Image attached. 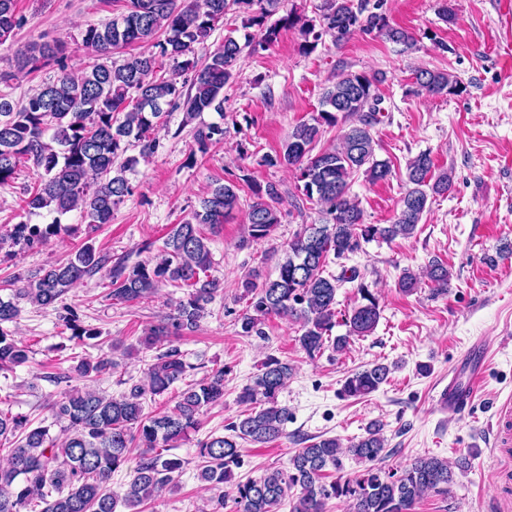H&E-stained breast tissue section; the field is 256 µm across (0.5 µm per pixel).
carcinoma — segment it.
I'll return each mask as SVG.
<instances>
[{"label": "carcinoma", "mask_w": 512, "mask_h": 512, "mask_svg": "<svg viewBox=\"0 0 512 512\" xmlns=\"http://www.w3.org/2000/svg\"><path fill=\"white\" fill-rule=\"evenodd\" d=\"M281 0H128L127 11L101 25L81 31L82 46L104 62L68 69L67 48L52 41L32 43L19 50L17 71L0 73L7 83L51 64L60 76L28 95L20 103L0 94V185L11 181L20 160L32 162L37 185L28 193V219L12 225L6 235L14 246H43L66 230L61 216L79 211L95 232L110 223L112 211L133 194L127 174L158 147L156 131L164 107H181L183 125L201 113L224 110V87L234 76L243 54H257L276 42L280 29L298 28L305 53L323 37L335 44L357 32L384 35L407 42V31L388 24L386 17L353 0H321L319 23L291 10L278 23L265 26ZM230 12L242 16L246 28L256 27L260 38L233 37L201 58L218 23ZM23 24L16 0H0V43ZM149 44L153 51L134 56L120 65L106 63L112 53L133 44ZM184 74L190 82L180 81ZM379 79L364 73L340 72L321 97V109L310 120L295 125L269 165L281 164L296 172L297 190L316 201L324 214L322 224H304L278 258V275L260 279L257 271L243 280L240 299L246 309L238 317L241 334L261 335L271 315L287 317L299 325L301 349L314 358L328 348L346 350L351 336H366L378 325L381 309L368 285L357 286L361 303L344 315L348 335L331 337L337 323L336 295L340 285L358 278L356 270L326 274L330 258L345 259L360 241L412 236L427 209L429 194H444L451 186L448 172H434L429 153L422 152L406 166V191L400 211L391 224H366L351 186L363 174L372 183L391 175V164L376 154L372 133L380 112L376 93ZM417 93L441 95L457 91L458 82L446 72L416 71ZM347 124L337 145L313 153L323 127ZM194 141L205 154L224 141V126L211 123L196 128ZM138 154L130 155L128 151ZM119 166H114L118 158ZM257 201L247 213L249 239H272L282 211L279 188L268 183L252 186ZM237 185L227 181L210 187L200 208L170 228L163 246L153 256L129 262V256L112 259L86 242L64 262L12 282V294L0 297V370L12 371L30 361L31 350L3 328L17 321L20 304L28 302L56 312L58 324L72 331L71 338L97 340L102 332L80 323L77 312L63 303L64 296L81 281L106 271L111 288L107 299L133 305L154 294L162 285L186 289V296L171 311L146 329L143 341L157 354L147 368V383L131 384L118 395L87 386L116 368L112 356L81 358L69 369L45 376L54 384L66 383L62 399L52 405V422L33 424L28 416L0 410V440L7 442V465L0 468V512H145L162 491L178 485L184 460L167 454L169 446L187 439L200 425L207 406L224 402V368L211 370L199 380L185 382L190 366L174 339L193 331L207 306L223 293L218 279L209 275L214 260L211 236L238 208ZM47 213L48 224H34L31 216ZM433 292L448 294L450 272L438 261L426 269ZM293 374L286 361L269 357L261 373L245 385L237 401L248 406L230 434H212L198 442L199 477L219 494L210 500L209 512H222L227 487L235 512H327L328 501L350 503L351 512H412L417 500L434 492L446 494L455 481V469H465L464 459L451 466L435 456L417 457L397 471L381 466L386 448L383 424L372 422L365 434L343 443L323 438L298 449L288 467L266 472L242 482L239 441L267 444L285 433L291 418L278 404V395ZM390 367L375 363L349 375L342 386L346 397H366L387 383ZM185 383L170 413L145 411L146 399L160 397L174 385ZM60 426V434L51 427ZM139 450L138 461L123 495L111 489L112 475ZM364 464L353 476L325 483L322 472L342 468V458Z\"/></svg>", "instance_id": "obj_1"}]
</instances>
